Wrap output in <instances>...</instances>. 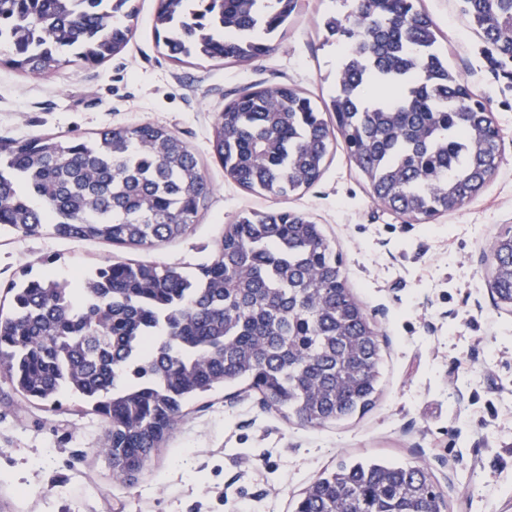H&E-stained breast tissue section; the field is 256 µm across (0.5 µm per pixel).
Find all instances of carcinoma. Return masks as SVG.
Wrapping results in <instances>:
<instances>
[{
  "mask_svg": "<svg viewBox=\"0 0 512 512\" xmlns=\"http://www.w3.org/2000/svg\"><path fill=\"white\" fill-rule=\"evenodd\" d=\"M297 0H156L167 57L240 64L274 49ZM483 37L512 56V0H461ZM138 0H0L5 63L31 76L121 53ZM339 46L336 92L321 104L288 86L249 88L218 113L211 151L246 190L297 195L324 170L334 133L393 212L428 220L484 188L500 164L484 103L448 61L419 0H353L321 18ZM336 117L331 129L324 113ZM212 193L190 147L164 126L88 138L0 140V230L149 249L176 239ZM497 303L512 309V236L499 240ZM0 377L27 404L77 396L108 424L96 449L132 481L188 402L243 385L285 418L321 425L374 402L379 343L320 225L290 211L244 212L216 257L193 268L107 258L75 280L48 273L8 288ZM426 473L342 464L294 512H441Z\"/></svg>",
  "mask_w": 512,
  "mask_h": 512,
  "instance_id": "obj_1",
  "label": "carcinoma"
}]
</instances>
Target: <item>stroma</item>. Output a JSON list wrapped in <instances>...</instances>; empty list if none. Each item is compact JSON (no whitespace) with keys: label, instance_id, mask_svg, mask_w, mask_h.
I'll return each instance as SVG.
<instances>
[{"label":"stroma","instance_id":"1","mask_svg":"<svg viewBox=\"0 0 512 512\" xmlns=\"http://www.w3.org/2000/svg\"><path fill=\"white\" fill-rule=\"evenodd\" d=\"M331 0H299L273 51L243 65L176 63L158 45L154 0L127 48L97 66L62 65L30 77L0 63V137L91 136L107 126L167 127L201 159L213 192L181 237L130 258L210 262L224 227L245 211L288 210L320 224L343 276L378 331L373 407L311 426L224 388L190 404L133 483L96 456L105 424L78 398L57 408L20 402L0 379V512H293L309 483L343 461L426 471L447 512H512V312L488 286L491 253L512 233V60L486 42L460 0H422L448 40L450 65L502 130V162L483 190L429 222L377 202L334 138L320 179L272 200L224 174L210 152L216 116L243 88L287 85L316 99L336 82L338 48L319 17ZM121 251L109 244L0 232V298L23 275L72 277Z\"/></svg>","mask_w":512,"mask_h":512}]
</instances>
